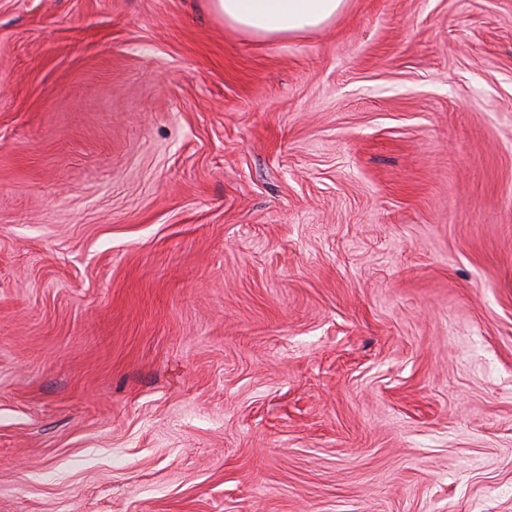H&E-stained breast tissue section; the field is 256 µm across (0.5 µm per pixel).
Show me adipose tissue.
Returning a JSON list of instances; mask_svg holds the SVG:
<instances>
[{
  "label": "adipose tissue",
  "instance_id": "obj_1",
  "mask_svg": "<svg viewBox=\"0 0 512 512\" xmlns=\"http://www.w3.org/2000/svg\"><path fill=\"white\" fill-rule=\"evenodd\" d=\"M343 0H211L213 11L242 32L277 37L317 28L336 17Z\"/></svg>",
  "mask_w": 512,
  "mask_h": 512
}]
</instances>
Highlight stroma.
I'll list each match as a JSON object with an SVG mask.
<instances>
[{"label": "stroma", "instance_id": "35a3bbf8", "mask_svg": "<svg viewBox=\"0 0 512 512\" xmlns=\"http://www.w3.org/2000/svg\"><path fill=\"white\" fill-rule=\"evenodd\" d=\"M0 512H512V0H0ZM344 0H211V8L242 32L287 36L315 29L336 17Z\"/></svg>", "mask_w": 512, "mask_h": 512}]
</instances>
